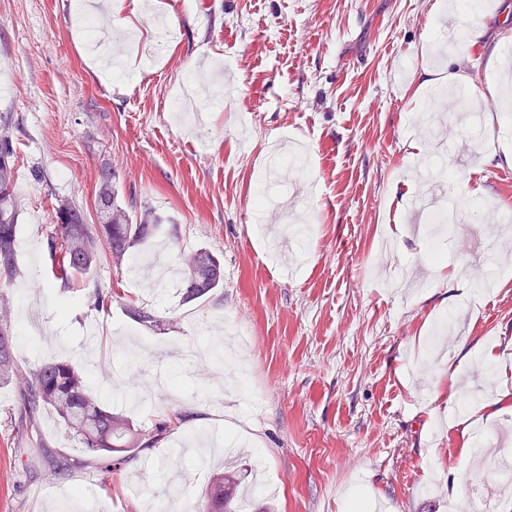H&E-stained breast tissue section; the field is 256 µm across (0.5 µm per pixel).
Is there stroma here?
Returning a JSON list of instances; mask_svg holds the SVG:
<instances>
[{"instance_id":"1","label":"stroma","mask_w":512,"mask_h":512,"mask_svg":"<svg viewBox=\"0 0 512 512\" xmlns=\"http://www.w3.org/2000/svg\"><path fill=\"white\" fill-rule=\"evenodd\" d=\"M73 2L0 0V118L20 205L18 274L5 289L13 356L28 370L72 361L105 387L124 368L151 387L150 403L107 390L103 402L136 428L165 420L170 431L108 476L51 411L18 433V387L2 382L0 512H204L222 449L182 459L183 480L167 473L174 448L210 433L237 437L245 478L263 460L270 489L256 499L268 512H470L476 494L512 512V490L456 426L478 392L499 409L484 429L512 428V253L498 265L502 287L452 304L438 282L449 271L473 279L481 246L512 237V222L486 216L512 213V122L487 92L512 48V0L471 13L454 0H123L90 17ZM158 17L174 44L154 39ZM443 21L460 34L445 54ZM98 38L122 74L99 77ZM454 70L473 80L479 134L446 94ZM427 73L440 81L429 93ZM299 147L308 182L281 162ZM105 165L128 210L160 218L162 231L122 268L103 262L61 285L47 253L55 211L75 204L99 223ZM278 184L287 197L260 206ZM475 186L466 218L429 240L424 202ZM161 241L175 264L213 252L223 286L189 303L178 283L156 291L143 263ZM96 288L112 296L105 309L88 302ZM132 304L158 327L134 321ZM219 336L228 349L248 339L225 389L226 366L209 352ZM58 458L68 469L46 479Z\"/></svg>"}]
</instances>
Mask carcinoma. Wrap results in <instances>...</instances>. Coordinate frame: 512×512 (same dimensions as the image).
<instances>
[{
  "label": "carcinoma",
  "mask_w": 512,
  "mask_h": 512,
  "mask_svg": "<svg viewBox=\"0 0 512 512\" xmlns=\"http://www.w3.org/2000/svg\"><path fill=\"white\" fill-rule=\"evenodd\" d=\"M14 150L9 129H0V279L11 281L18 272V200L13 181ZM112 169L99 175L97 194L101 223L89 224L76 205L55 211L47 249L56 279L67 284L76 275L91 273L105 258L118 269L130 258L132 249L159 231V219H135L118 203ZM182 298L200 299L224 284L220 260L209 250L198 248L182 257ZM14 333L9 322V300L0 292V382L19 378L20 421L30 422L45 408L53 409L74 432L83 447L101 455V469L110 474L140 452L162 441L168 425L158 423L139 433L122 412L104 407L92 389V376L85 375L67 361L45 363L26 374L15 364ZM236 467L212 473L202 494L207 512H241L231 507L242 489Z\"/></svg>",
  "instance_id": "cac0c4a2"
}]
</instances>
